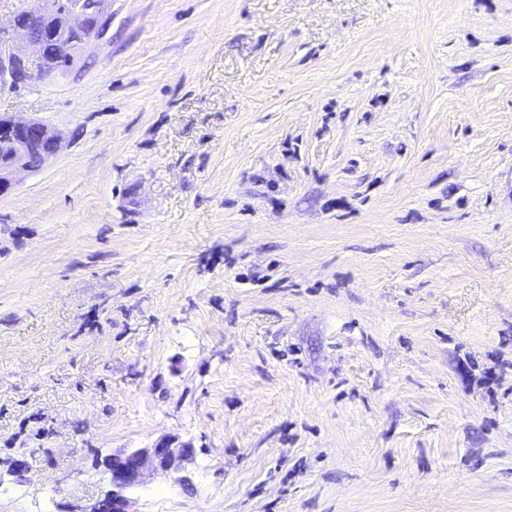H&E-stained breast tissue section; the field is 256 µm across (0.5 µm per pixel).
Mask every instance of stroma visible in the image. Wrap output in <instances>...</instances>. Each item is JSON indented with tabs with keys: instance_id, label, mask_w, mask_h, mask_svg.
Masks as SVG:
<instances>
[{
	"instance_id": "1",
	"label": "stroma",
	"mask_w": 512,
	"mask_h": 512,
	"mask_svg": "<svg viewBox=\"0 0 512 512\" xmlns=\"http://www.w3.org/2000/svg\"><path fill=\"white\" fill-rule=\"evenodd\" d=\"M0 92V512H512V0H112ZM22 476L10 474L13 461ZM62 134L39 119H22L13 115L0 116V147L9 151L10 159L0 165V195L13 188V176L19 172L34 171L38 167L30 164L33 152L41 153L48 147L47 159L56 155L61 148ZM41 165V166H42ZM189 444L173 446L169 441L157 443L154 448H128L107 456L106 473L110 476L112 490L97 500L86 512H134L124 491L143 482L149 473L180 472L182 462L192 456Z\"/></svg>"
}]
</instances>
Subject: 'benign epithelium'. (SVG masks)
I'll list each match as a JSON object with an SVG mask.
<instances>
[{
  "label": "benign epithelium",
  "mask_w": 512,
  "mask_h": 512,
  "mask_svg": "<svg viewBox=\"0 0 512 512\" xmlns=\"http://www.w3.org/2000/svg\"><path fill=\"white\" fill-rule=\"evenodd\" d=\"M112 0H65L58 8V0H40L30 10L16 12L10 28H0V38L9 36L17 41L15 51L0 54V91L15 90L34 76L48 78L57 72L46 62L45 48L56 41L65 52H81L93 40L107 31L112 22ZM36 50L41 62L37 72L27 65L26 49ZM62 134L39 119H22L13 115L0 116V148L9 151L10 159L0 165V195L13 188V176L33 171L29 157L48 147L47 157L58 153ZM194 448L188 444L175 446L168 441L152 448H128L107 456L106 473L112 490L97 500L87 512H132L130 500L124 491L143 482L149 473L180 472L182 462L192 456Z\"/></svg>",
  "instance_id": "obj_1"
}]
</instances>
